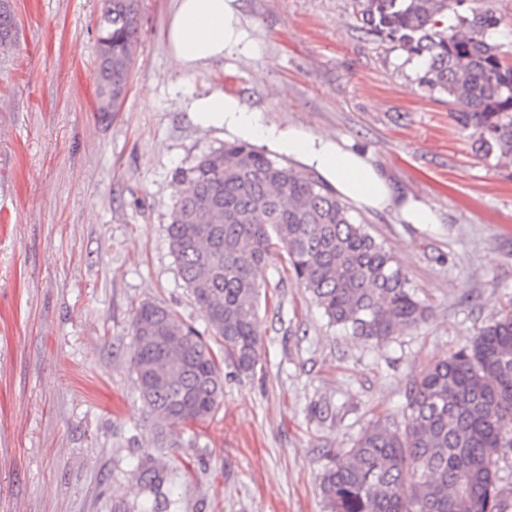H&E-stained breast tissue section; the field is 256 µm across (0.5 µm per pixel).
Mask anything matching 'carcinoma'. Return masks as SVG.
Listing matches in <instances>:
<instances>
[{
  "label": "carcinoma",
  "mask_w": 512,
  "mask_h": 512,
  "mask_svg": "<svg viewBox=\"0 0 512 512\" xmlns=\"http://www.w3.org/2000/svg\"><path fill=\"white\" fill-rule=\"evenodd\" d=\"M139 0H104L97 46L98 111L126 97ZM479 0H351L360 29L381 45L423 59L422 83L448 95L450 116L485 157L512 158V62L494 41L501 18ZM13 12L0 0V47ZM112 107H107V103ZM167 226L182 280L224 347V364L252 376L261 361L256 320L267 284L260 271L285 256L329 324L381 344L421 324L429 306L367 221L314 172L265 151L226 143L176 173ZM144 417L160 448L196 444L168 429L216 416L223 373L210 343L171 309L143 302L130 321ZM407 417L371 419L352 447L330 455L320 488L329 512H507L512 484L500 463L512 452V306L471 344L426 366L409 383ZM145 498L140 512H165L157 496L171 472L145 452L130 464Z\"/></svg>",
  "instance_id": "cac0c4a2"
}]
</instances>
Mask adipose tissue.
<instances>
[{"label":"adipose tissue","mask_w":512,"mask_h":512,"mask_svg":"<svg viewBox=\"0 0 512 512\" xmlns=\"http://www.w3.org/2000/svg\"><path fill=\"white\" fill-rule=\"evenodd\" d=\"M167 42L186 72L253 49L239 0H173ZM187 113L201 128L221 129L239 140L263 144L314 169L345 199L375 210L394 204L390 185L371 156L344 140L263 124L239 98L221 92L190 98Z\"/></svg>","instance_id":"obj_1"}]
</instances>
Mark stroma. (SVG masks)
I'll use <instances>...</instances> for the list:
<instances>
[{
  "mask_svg": "<svg viewBox=\"0 0 512 512\" xmlns=\"http://www.w3.org/2000/svg\"><path fill=\"white\" fill-rule=\"evenodd\" d=\"M0 51V512H112L143 499L119 467L157 449L130 369L139 303L173 309L204 336L166 228L175 173L229 142L185 104L215 90L266 123L342 138L369 153L397 202L361 209L394 253L428 320L384 344L329 324L284 260L267 302L254 376L224 367L222 407L194 448L174 512H326L330 452L376 415L402 420L410 380L512 306V162L483 158L449 117L424 65L361 31L350 0H240L256 43L183 73L167 47L171 0H139L138 41L119 112L95 110L104 0H7ZM428 202L431 224L398 204Z\"/></svg>",
  "mask_w": 512,
  "mask_h": 512,
  "instance_id": "obj_1",
  "label": "stroma"
}]
</instances>
